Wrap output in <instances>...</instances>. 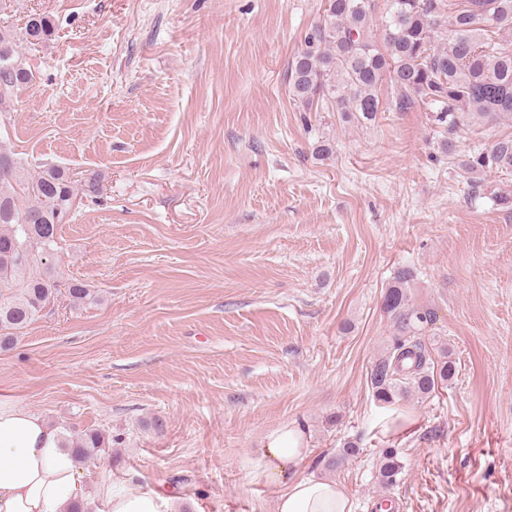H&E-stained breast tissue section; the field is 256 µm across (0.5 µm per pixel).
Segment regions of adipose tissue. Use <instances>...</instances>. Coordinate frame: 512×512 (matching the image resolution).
<instances>
[{"label": "adipose tissue", "instance_id": "1", "mask_svg": "<svg viewBox=\"0 0 512 512\" xmlns=\"http://www.w3.org/2000/svg\"><path fill=\"white\" fill-rule=\"evenodd\" d=\"M309 454L305 432L285 424L259 450V473L282 486L276 512H352L339 483L296 470ZM84 461L60 446L58 431L21 407H0V512H70L87 499ZM96 512H169L166 496L102 487Z\"/></svg>", "mask_w": 512, "mask_h": 512}]
</instances>
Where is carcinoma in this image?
<instances>
[{"mask_svg":"<svg viewBox=\"0 0 512 512\" xmlns=\"http://www.w3.org/2000/svg\"><path fill=\"white\" fill-rule=\"evenodd\" d=\"M375 0H325L320 20L306 32L289 76L288 89L302 110H332L346 121L365 124L383 111L377 88L385 80L397 89L394 108L406 112L427 108L442 129L441 153L456 155L454 135L473 125L512 127V0H388L381 17L383 46H378ZM52 34L42 15L36 28L20 35L0 30V108L34 80L21 46L42 43ZM0 159L11 173L0 175V288L17 292L0 301V350L15 343L58 294L49 261L57 244L58 226L72 220L74 189L70 177L50 166L33 178L0 142ZM468 170L496 169L512 175V133L499 136L484 151L462 161ZM413 273L403 269L384 298L398 335L389 354L370 374L374 397L391 404L399 396L430 395L438 382L455 373V363H435L416 338L431 313L409 306L406 288ZM75 305L94 300L86 285L67 288ZM60 445L87 460L109 447L99 430L60 438ZM401 469L396 451L383 452L379 479L389 486Z\"/></svg>","mask_w":512,"mask_h":512,"instance_id":"cac0c4a2","label":"carcinoma"}]
</instances>
